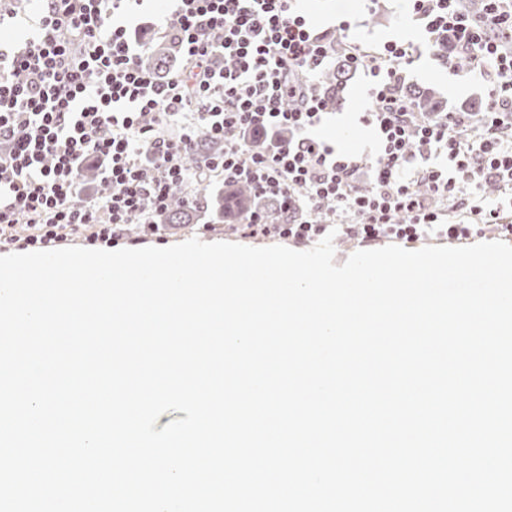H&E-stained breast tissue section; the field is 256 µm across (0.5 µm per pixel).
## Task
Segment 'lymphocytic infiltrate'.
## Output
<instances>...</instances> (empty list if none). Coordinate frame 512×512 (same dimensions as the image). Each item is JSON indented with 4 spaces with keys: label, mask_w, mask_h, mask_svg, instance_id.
Wrapping results in <instances>:
<instances>
[{
    "label": "lymphocytic infiltrate",
    "mask_w": 512,
    "mask_h": 512,
    "mask_svg": "<svg viewBox=\"0 0 512 512\" xmlns=\"http://www.w3.org/2000/svg\"><path fill=\"white\" fill-rule=\"evenodd\" d=\"M457 0H413L445 66L465 57L487 83L490 106L422 118L393 92L413 62L393 40L362 51L371 82L368 121L379 139L369 183L358 157L337 156L311 136L324 104L315 80L328 49L293 0H178L164 33L185 65L167 79L143 68L146 44L122 24L125 0H38L25 47L0 45V247L43 250L76 231L115 242L128 225L163 238L153 213L176 187L195 195L205 180L244 181L274 200L279 223L244 214L251 234L300 243L327 235L321 210L353 214L338 233L365 244L382 238L462 241L490 226L512 232V0H485L472 18ZM231 67L217 65V57ZM274 137L246 153L240 131ZM223 145L199 168L185 157L200 136ZM504 198L489 200L487 185ZM466 205L469 224H447L441 203Z\"/></svg>",
    "instance_id": "1"
}]
</instances>
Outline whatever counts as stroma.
Wrapping results in <instances>:
<instances>
[{
	"instance_id": "stroma-1",
	"label": "stroma",
	"mask_w": 512,
	"mask_h": 512,
	"mask_svg": "<svg viewBox=\"0 0 512 512\" xmlns=\"http://www.w3.org/2000/svg\"><path fill=\"white\" fill-rule=\"evenodd\" d=\"M302 12L321 32H335L339 20L350 23L349 38L361 47L375 49L399 34H406L416 45V57L405 77L406 84L427 87L437 99L452 107L487 105L488 91L480 79L458 70L449 74L429 47L418 22L408 17L407 0H301ZM367 78L356 72L343 92L344 104L315 128V135L329 139L337 150L354 152L373 159L378 150L375 131L360 120L369 104L364 95Z\"/></svg>"
}]
</instances>
